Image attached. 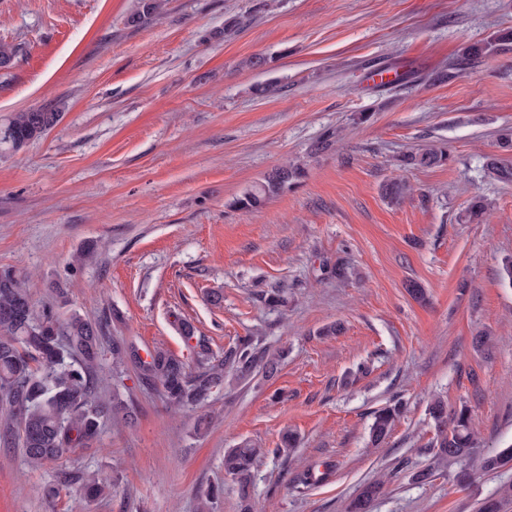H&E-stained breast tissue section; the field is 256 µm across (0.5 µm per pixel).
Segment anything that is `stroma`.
Listing matches in <instances>:
<instances>
[{"instance_id":"35a3bbf8","label":"stroma","mask_w":512,"mask_h":512,"mask_svg":"<svg viewBox=\"0 0 512 512\" xmlns=\"http://www.w3.org/2000/svg\"><path fill=\"white\" fill-rule=\"evenodd\" d=\"M135 5L0 0V42L20 49L0 70V126L41 106L61 113L22 150L0 151V273L25 276L39 307L66 289L68 310L110 317L112 334L145 350L193 361L183 319L212 351L252 336L288 357L273 379L216 392L201 433L197 412L133 371L106 379L102 396H131L137 420L108 422L76 460L116 480L114 493L47 500L57 463L0 447V512H200L216 482L215 512H240L224 452L245 441L266 451L256 512H345L376 479L385 492L372 512H477L512 485V464L458 482L460 462L434 463L428 404L468 406L484 454L512 445V284L501 275L512 182L483 169L494 155L512 167L497 143L512 129V49L465 56L512 29V0H168L132 26ZM430 144L450 162L398 167ZM288 163L304 167L299 183L235 207ZM395 179L411 188L397 203L381 190ZM477 196L487 218L463 223ZM278 285L284 304L267 306L262 290ZM334 324L341 332L324 335ZM484 332L485 350L474 344ZM395 403L390 437L368 446L374 412ZM287 428L296 452L273 455ZM309 470L323 481L298 485Z\"/></svg>"}]
</instances>
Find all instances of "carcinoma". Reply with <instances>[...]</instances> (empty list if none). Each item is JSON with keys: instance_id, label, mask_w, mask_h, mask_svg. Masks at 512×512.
<instances>
[{"instance_id": "obj_1", "label": "carcinoma", "mask_w": 512, "mask_h": 512, "mask_svg": "<svg viewBox=\"0 0 512 512\" xmlns=\"http://www.w3.org/2000/svg\"><path fill=\"white\" fill-rule=\"evenodd\" d=\"M164 0H138L129 21L149 22L160 16ZM512 43V30L502 31L489 40L470 46L466 55L488 56ZM59 117L51 107L21 112L0 128V145L14 152L50 130ZM448 151L429 147L402 158L405 166L434 167L447 163ZM304 176L299 166L278 168L264 180L244 192L234 202L239 210L262 206L271 196L295 184ZM488 204L481 197L471 203L464 220L482 219ZM112 360V372L131 366L146 387L158 392L169 405L198 408L225 383L248 382L262 373L271 378L280 370L285 352H272L252 337H245L220 353L199 345L196 365L162 348L141 352L122 336L110 335L108 320L91 321L72 311L63 317L52 307L36 308L25 287L24 278L12 272L0 273V445L20 448L32 465L66 459L96 441L106 421L115 415L133 419L137 408L133 401L112 391L105 400L100 389L105 380V356ZM437 427L435 461L480 456L471 432V413L467 406L448 413V403L434 398L428 409ZM400 406L375 412L369 427V440L379 446L390 435ZM265 449L245 442L224 452V473L236 480L240 506L252 509L251 473ZM512 463V445L494 455L481 456L480 469L494 471ZM84 491L94 501L111 493L114 485L80 468L58 472L55 483L46 488V498L54 499L60 488ZM380 483L359 487L349 512H371L373 501L381 493Z\"/></svg>"}]
</instances>
